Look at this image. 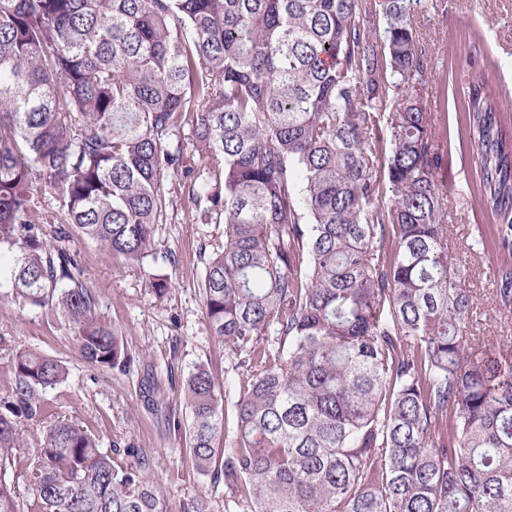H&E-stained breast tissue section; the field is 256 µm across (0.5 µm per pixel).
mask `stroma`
I'll list each match as a JSON object with an SVG mask.
<instances>
[{"mask_svg": "<svg viewBox=\"0 0 512 512\" xmlns=\"http://www.w3.org/2000/svg\"><path fill=\"white\" fill-rule=\"evenodd\" d=\"M419 34L432 56L427 111L438 113L439 134L448 161L437 178L452 198L447 222L451 249L471 269L470 286L488 295L501 257L488 248L473 253L461 237L471 229L490 231L493 219L476 200V163L464 129V95L460 67L471 46H480V65L488 85L512 100V0H424ZM212 225L195 221L187 194H180L158 225L152 256L144 265L127 262L95 243L74 239L71 247L85 269V283L97 308L114 326L135 362L130 371H103L78 354L65 324L48 309L31 306L0 289V401L12 399V363L17 352L35 350L62 361L67 379L38 390L41 418L23 420L29 455H36L47 420L63 418L100 437L118 464H129L115 444H133L147 459V473L164 493L166 512H183L186 503L206 495L208 512H225V487L194 470L189 450L173 421L184 417V386L195 365L208 366L222 380L224 403L239 390L228 369L224 344L205 320L200 245ZM169 277V292L156 296L145 285L147 274Z\"/></svg>", "mask_w": 512, "mask_h": 512, "instance_id": "35a3bbf8", "label": "stroma"}]
</instances>
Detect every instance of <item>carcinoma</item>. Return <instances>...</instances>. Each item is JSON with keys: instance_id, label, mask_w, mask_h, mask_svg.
I'll use <instances>...</instances> for the list:
<instances>
[{"instance_id": "cac0c4a2", "label": "carcinoma", "mask_w": 512, "mask_h": 512, "mask_svg": "<svg viewBox=\"0 0 512 512\" xmlns=\"http://www.w3.org/2000/svg\"><path fill=\"white\" fill-rule=\"evenodd\" d=\"M422 0H0L4 282L50 306L85 362L133 355L102 319L68 242L140 264L166 221L168 177L205 224L206 322L242 370L224 441L220 382L188 377L193 468L239 512H512V338L472 334L470 268L448 248L444 145L421 91ZM466 135L512 308V132L470 62ZM400 93L385 127L374 110ZM202 158L183 168L186 146ZM391 188L381 205V180ZM51 190L62 219L39 212ZM394 244L392 251L386 243ZM0 402V512L21 461L18 418L67 378L30 350ZM39 512H164L143 463L91 431L45 425Z\"/></svg>"}]
</instances>
